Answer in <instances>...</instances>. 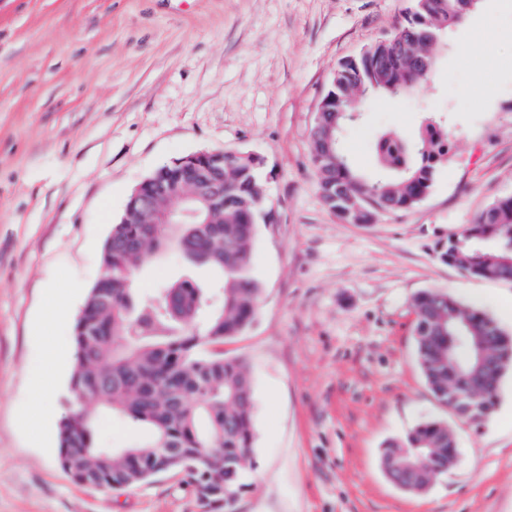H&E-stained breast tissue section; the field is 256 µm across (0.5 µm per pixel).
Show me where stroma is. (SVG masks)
Returning a JSON list of instances; mask_svg holds the SVG:
<instances>
[{"instance_id":"obj_1","label":"stroma","mask_w":512,"mask_h":512,"mask_svg":"<svg viewBox=\"0 0 512 512\" xmlns=\"http://www.w3.org/2000/svg\"><path fill=\"white\" fill-rule=\"evenodd\" d=\"M412 0H0V512H204L175 474L123 489L70 481L58 424L73 403V332L131 190L198 150L254 152L273 221L258 224L262 285L224 345L255 391L248 486L234 512H512V369L481 423L432 395L413 297L447 291L512 332V282L438 250L512 196V0H480L416 94L359 102L345 147L365 173L384 131L448 126L427 197L372 224L321 200L310 157L338 64L403 23ZM68 308L58 319L55 302ZM447 423L457 461L414 496L380 453ZM148 432L100 414L96 442Z\"/></svg>"}]
</instances>
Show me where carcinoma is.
Returning <instances> with one entry per match:
<instances>
[{
    "label": "carcinoma",
    "mask_w": 512,
    "mask_h": 512,
    "mask_svg": "<svg viewBox=\"0 0 512 512\" xmlns=\"http://www.w3.org/2000/svg\"><path fill=\"white\" fill-rule=\"evenodd\" d=\"M468 0H413L398 32L341 62L332 92L344 105L358 96L399 100L416 92L405 77L413 56L394 51L397 33L424 48L444 41L467 14ZM353 124L348 116L324 112L312 132L311 160L319 172L320 193L327 186L338 201L333 213L346 224H372L383 213L409 209L428 195L435 171L448 153V128L429 117L412 133H386L374 143L376 171L358 172L342 145ZM180 193L161 197L153 210L167 214L191 209L182 224H114L103 253V276L90 289L75 326L74 400H95L102 409L151 429L128 448H99L96 418L80 409L63 416L58 428V464L68 479L92 488L121 489L175 472L201 506L213 512L232 506L245 487L254 443V387L245 363L224 357V342L251 323L262 291L250 254L260 214L268 204L261 172L238 157L224 159V208L210 209ZM176 248L193 267L216 273L213 284L187 273L137 294L134 272ZM439 259L467 274L512 281V197L492 203L461 234L440 246ZM416 353L435 398L449 409L448 389L467 384L476 354L470 341H487L482 377L487 389L469 401L464 417L474 422L491 413L498 390L491 374L512 366V333L489 314L464 307L445 291L429 289L411 303ZM456 452L448 426L418 425L404 439L390 442L382 465L403 491L419 495L448 468Z\"/></svg>",
    "instance_id": "1"
}]
</instances>
